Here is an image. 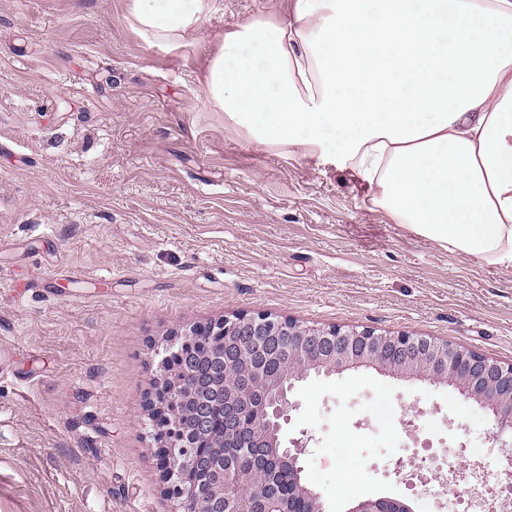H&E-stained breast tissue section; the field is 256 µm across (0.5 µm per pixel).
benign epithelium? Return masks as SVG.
Returning <instances> with one entry per match:
<instances>
[{"label":"benign epithelium","mask_w":512,"mask_h":512,"mask_svg":"<svg viewBox=\"0 0 512 512\" xmlns=\"http://www.w3.org/2000/svg\"><path fill=\"white\" fill-rule=\"evenodd\" d=\"M208 337L215 350L224 354L248 355L255 359L274 358L281 373L271 378L260 369L248 371L237 382L235 361L225 359L224 442L228 463L220 480L207 491L199 487L203 463L196 448L173 436L180 414L175 410L182 393L194 389L178 378L169 359L186 365L191 361L199 337ZM366 365L381 368L405 382L428 380L457 389L466 401L479 405L491 419L490 439L506 462L512 461V365H501L478 352L451 347L424 336L384 335L372 329L303 326L295 321L265 314L236 315L189 328L165 348L147 406L164 413V445L160 468L170 482L174 512H327L319 493L301 477L302 456L310 438L283 441V425L296 409L292 392L312 374L329 375L347 367ZM263 392L261 422L256 427L240 423L238 411L251 409L245 393ZM211 403L196 399L193 412L195 431L208 429ZM288 464L292 489L287 494L271 490L265 468L271 456ZM347 512H413L394 497H368Z\"/></svg>","instance_id":"1"}]
</instances>
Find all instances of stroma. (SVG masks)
Masks as SVG:
<instances>
[{
	"mask_svg": "<svg viewBox=\"0 0 512 512\" xmlns=\"http://www.w3.org/2000/svg\"><path fill=\"white\" fill-rule=\"evenodd\" d=\"M286 5L212 0L169 49L126 0H0V512H170L147 398L168 340L226 315L512 364V266L398 224L335 162L250 143L203 94L218 36ZM293 398L329 512H440L420 479L446 464L466 489L498 478L486 412L448 385L359 368ZM347 512H413V510L399 498L383 496L362 499Z\"/></svg>",
	"mask_w": 512,
	"mask_h": 512,
	"instance_id": "obj_1",
	"label": "stroma"
}]
</instances>
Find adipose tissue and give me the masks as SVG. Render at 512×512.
<instances>
[{
  "mask_svg": "<svg viewBox=\"0 0 512 512\" xmlns=\"http://www.w3.org/2000/svg\"><path fill=\"white\" fill-rule=\"evenodd\" d=\"M211 0H127L175 47ZM265 147L335 158L449 252L512 264V0H292L225 32L200 81Z\"/></svg>",
  "mask_w": 512,
  "mask_h": 512,
  "instance_id": "obj_1",
  "label": "adipose tissue"
}]
</instances>
